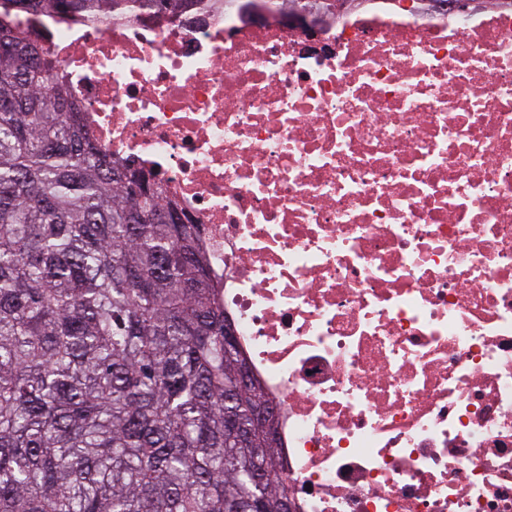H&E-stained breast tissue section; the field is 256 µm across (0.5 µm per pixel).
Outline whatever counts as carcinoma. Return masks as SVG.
<instances>
[{
  "mask_svg": "<svg viewBox=\"0 0 512 512\" xmlns=\"http://www.w3.org/2000/svg\"><path fill=\"white\" fill-rule=\"evenodd\" d=\"M5 2L160 18L195 0ZM48 78L0 25V512H292L276 408L193 231Z\"/></svg>",
  "mask_w": 512,
  "mask_h": 512,
  "instance_id": "obj_1",
  "label": "carcinoma"
}]
</instances>
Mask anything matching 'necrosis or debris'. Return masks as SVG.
<instances>
[{
    "label": "necrosis or debris",
    "mask_w": 512,
    "mask_h": 512,
    "mask_svg": "<svg viewBox=\"0 0 512 512\" xmlns=\"http://www.w3.org/2000/svg\"><path fill=\"white\" fill-rule=\"evenodd\" d=\"M8 23L200 237L294 512H512V6Z\"/></svg>",
    "instance_id": "obj_1"
}]
</instances>
